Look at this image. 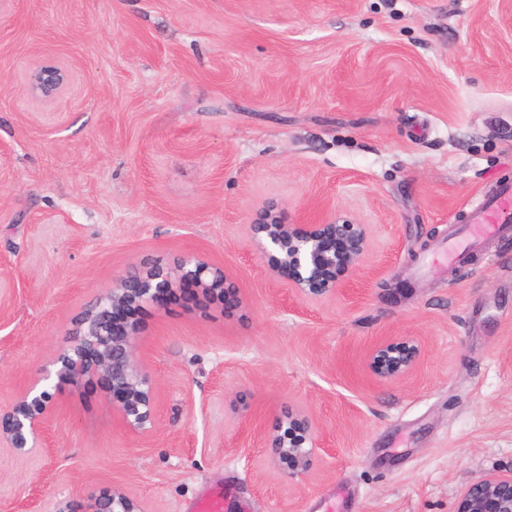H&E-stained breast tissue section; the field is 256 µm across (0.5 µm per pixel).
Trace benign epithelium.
I'll list each match as a JSON object with an SVG mask.
<instances>
[{
    "label": "benign epithelium",
    "instance_id": "7a95c632",
    "mask_svg": "<svg viewBox=\"0 0 512 512\" xmlns=\"http://www.w3.org/2000/svg\"><path fill=\"white\" fill-rule=\"evenodd\" d=\"M68 73L43 66L30 78L32 94L56 97L67 84ZM260 252L271 260L272 271L302 295L334 293L341 276L359 266L369 246L365 225L329 213V207L309 209L300 222L284 221L278 205L259 210L250 224ZM193 287L208 300L235 297V288L224 269L191 255L171 266L139 263L128 266L96 300L74 319L69 345L58 355V383L96 376L112 394V407L132 431L146 435L154 429L155 383L140 368L136 340L140 326L137 312L147 303H161L176 289ZM420 348L413 339L383 341L369 354L368 366L381 380L407 374L417 363ZM52 394L29 388L11 408L0 414V446L21 452L34 447L51 412ZM316 428L303 414L288 421L271 441L272 455L288 462L292 472L307 468L315 445ZM81 512H143L125 493L107 490L89 499ZM456 512H512V473L476 478L460 494Z\"/></svg>",
    "mask_w": 512,
    "mask_h": 512
}]
</instances>
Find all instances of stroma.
Listing matches in <instances>:
<instances>
[{
    "instance_id": "obj_1",
    "label": "stroma",
    "mask_w": 512,
    "mask_h": 512,
    "mask_svg": "<svg viewBox=\"0 0 512 512\" xmlns=\"http://www.w3.org/2000/svg\"><path fill=\"white\" fill-rule=\"evenodd\" d=\"M69 73L54 100L29 77ZM512 184V0H0V412L36 382L39 446L0 447V512L113 488L144 512H455L512 473V223L467 215ZM319 203L366 225L344 288L305 297L249 225ZM199 255L236 302L179 289L138 313L154 432L104 382L46 371L126 267ZM410 337L415 367L367 358ZM318 431L290 476L269 442ZM419 356V345L413 339L383 341L369 354L368 366L377 378L394 380L407 374Z\"/></svg>"
}]
</instances>
